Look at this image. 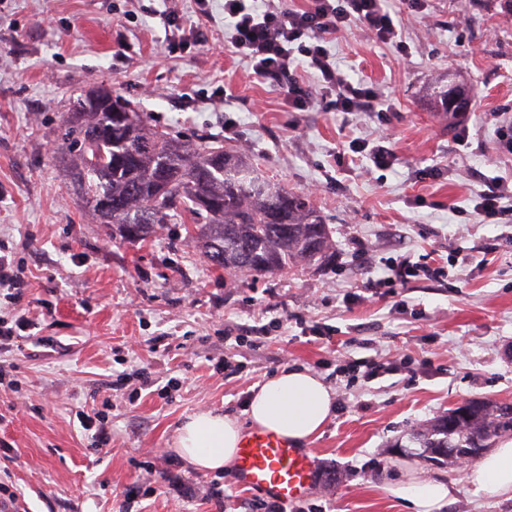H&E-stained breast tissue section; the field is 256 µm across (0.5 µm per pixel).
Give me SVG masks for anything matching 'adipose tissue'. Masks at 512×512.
Wrapping results in <instances>:
<instances>
[{
  "label": "adipose tissue",
  "mask_w": 512,
  "mask_h": 512,
  "mask_svg": "<svg viewBox=\"0 0 512 512\" xmlns=\"http://www.w3.org/2000/svg\"><path fill=\"white\" fill-rule=\"evenodd\" d=\"M332 409L333 394L318 376L305 369H285L253 392L247 414L252 429L274 432L299 446L321 432ZM241 438L237 419L206 410L181 423L173 448L196 470L220 472L236 458ZM466 478L488 497L512 493V440L490 449ZM391 492L412 512H438L451 489L446 482L423 478L392 487Z\"/></svg>",
  "instance_id": "adipose-tissue-1"
}]
</instances>
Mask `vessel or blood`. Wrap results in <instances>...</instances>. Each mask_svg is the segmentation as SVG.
Returning a JSON list of instances; mask_svg holds the SVG:
<instances>
[{"label":"vessel or blood","instance_id":"b4317fda","mask_svg":"<svg viewBox=\"0 0 512 512\" xmlns=\"http://www.w3.org/2000/svg\"><path fill=\"white\" fill-rule=\"evenodd\" d=\"M317 456L275 433L247 434L234 462L237 487L280 504H293L308 496L316 484Z\"/></svg>","mask_w":512,"mask_h":512}]
</instances>
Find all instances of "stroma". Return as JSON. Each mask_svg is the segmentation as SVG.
I'll return each mask as SVG.
<instances>
[{
  "mask_svg": "<svg viewBox=\"0 0 512 512\" xmlns=\"http://www.w3.org/2000/svg\"><path fill=\"white\" fill-rule=\"evenodd\" d=\"M410 61L353 25L333 51L388 108L295 112L249 78L224 44V0H0V253L21 287L0 316L33 322L0 354V493L21 512H253L232 470L198 471L176 427L214 409L240 423L252 392L285 368L331 388L309 446L307 512H408L390 486L412 472L450 482L440 512H512V494H475L458 464L408 447L423 423L472 399L512 403V226L480 223L485 180L512 178L499 129L512 117V13L505 0H387ZM200 44H183L186 29ZM103 85L152 127L244 155L304 192L330 231L322 269L232 280L183 219L148 241L113 237L81 203L57 152L64 114ZM458 85L470 112L436 125L433 94ZM389 126L395 155L361 146ZM434 252L448 278L357 301L401 254ZM384 362L350 379L336 357ZM105 411L106 435L83 429Z\"/></svg>",
  "mask_w": 512,
  "mask_h": 512,
  "instance_id": "1",
  "label": "stroma"
}]
</instances>
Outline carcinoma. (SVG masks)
<instances>
[{"instance_id": "carcinoma-1", "label": "carcinoma", "mask_w": 512, "mask_h": 512, "mask_svg": "<svg viewBox=\"0 0 512 512\" xmlns=\"http://www.w3.org/2000/svg\"><path fill=\"white\" fill-rule=\"evenodd\" d=\"M111 91L91 87L73 100L58 151L69 178L101 224L139 241L184 212L212 266L232 275L266 276L330 258L329 230L308 196L266 181L237 154L185 143L134 121L110 122ZM512 435V403L473 400L413 431L411 442L436 454L452 443L491 448Z\"/></svg>"}]
</instances>
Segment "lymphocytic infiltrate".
Returning <instances> with one entry per match:
<instances>
[{
  "instance_id": "obj_1",
  "label": "lymphocytic infiltrate",
  "mask_w": 512,
  "mask_h": 512,
  "mask_svg": "<svg viewBox=\"0 0 512 512\" xmlns=\"http://www.w3.org/2000/svg\"><path fill=\"white\" fill-rule=\"evenodd\" d=\"M353 24L382 44L400 39L399 22L385 0H308L300 9L266 6L260 0H224V27L233 48L249 61L255 79L279 88L299 112L307 111L316 93L336 112H369L378 105V92L351 79L328 48L334 35ZM303 72L313 76L314 85L300 80ZM474 211L482 221L495 224L512 218V186L496 178L487 181L476 196ZM447 273L445 266L405 256L386 266L367 288L374 293Z\"/></svg>"
}]
</instances>
